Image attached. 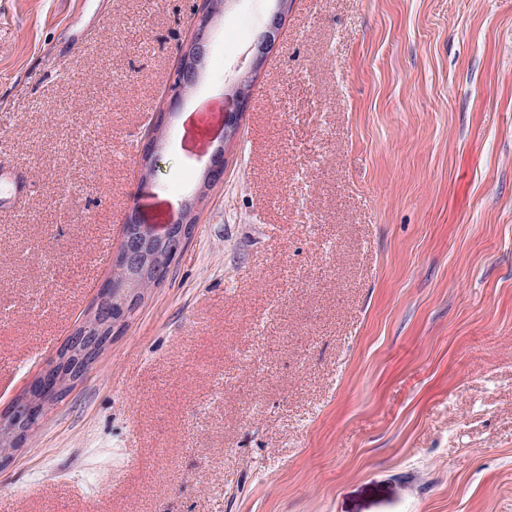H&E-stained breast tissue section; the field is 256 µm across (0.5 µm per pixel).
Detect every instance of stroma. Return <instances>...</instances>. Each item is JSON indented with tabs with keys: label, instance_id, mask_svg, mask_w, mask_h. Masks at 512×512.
<instances>
[{
	"label": "stroma",
	"instance_id": "35a3bbf8",
	"mask_svg": "<svg viewBox=\"0 0 512 512\" xmlns=\"http://www.w3.org/2000/svg\"><path fill=\"white\" fill-rule=\"evenodd\" d=\"M199 0H0V410L208 164ZM274 0H231L211 52ZM165 281L0 468L7 512H512V0H293ZM250 350L253 370L239 355ZM228 0H202L191 22V32L181 46L178 60L172 71L173 89L168 95V109L154 117L143 144L140 146L139 183L146 185L153 175L160 149L158 132L173 116L176 105L185 93L196 84L209 59L207 41L217 19L223 13Z\"/></svg>",
	"mask_w": 512,
	"mask_h": 512
}]
</instances>
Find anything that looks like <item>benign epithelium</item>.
I'll list each match as a JSON object with an SVG mask.
<instances>
[{
    "instance_id": "obj_1",
    "label": "benign epithelium",
    "mask_w": 512,
    "mask_h": 512,
    "mask_svg": "<svg viewBox=\"0 0 512 512\" xmlns=\"http://www.w3.org/2000/svg\"><path fill=\"white\" fill-rule=\"evenodd\" d=\"M224 0H201L191 22V32L181 46L172 71L174 88L168 95V109L159 113L140 146L139 183L144 186L153 175L160 149L158 132L173 116L176 105L196 84L209 59L207 41L217 19L223 13ZM288 14V0H278L276 11L266 29L253 45L251 71L260 69L274 45ZM252 84L239 82L233 95L234 109L224 114L221 136L215 139L210 165L201 173L199 190L181 201L169 223L158 227L141 221L137 211L126 216L122 235L114 253L116 268L134 269L139 276H157L177 260L193 236L198 216L211 191L224 182V144L238 135L240 120L251 95ZM141 305L137 280L105 281L98 289L89 315L76 326L57 351L55 359L35 378L25 394L0 412V466L9 459V451L25 440L39 425L45 409L35 412L26 405L35 396L45 400L64 397L81 380L112 341V336L127 326V318Z\"/></svg>"
}]
</instances>
